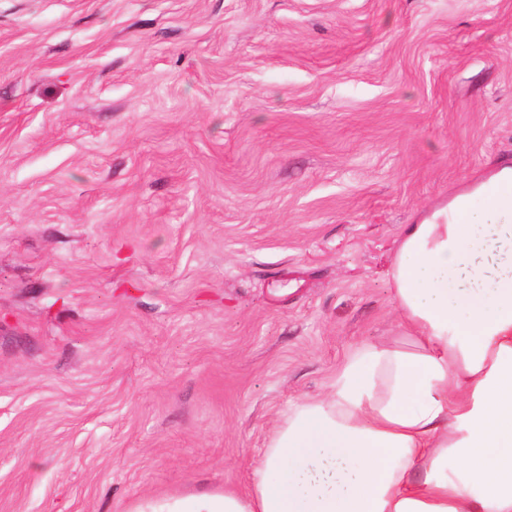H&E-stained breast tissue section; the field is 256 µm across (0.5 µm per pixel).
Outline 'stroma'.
Listing matches in <instances>:
<instances>
[{"instance_id": "obj_1", "label": "stroma", "mask_w": 512, "mask_h": 512, "mask_svg": "<svg viewBox=\"0 0 512 512\" xmlns=\"http://www.w3.org/2000/svg\"><path fill=\"white\" fill-rule=\"evenodd\" d=\"M511 163L512 0H0V512L246 492Z\"/></svg>"}]
</instances>
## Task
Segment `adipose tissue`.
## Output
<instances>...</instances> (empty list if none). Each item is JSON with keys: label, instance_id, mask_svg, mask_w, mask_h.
<instances>
[{"label": "adipose tissue", "instance_id": "obj_1", "mask_svg": "<svg viewBox=\"0 0 512 512\" xmlns=\"http://www.w3.org/2000/svg\"><path fill=\"white\" fill-rule=\"evenodd\" d=\"M389 275L403 344L295 403L247 492L128 512H512V166L407 225Z\"/></svg>", "mask_w": 512, "mask_h": 512}]
</instances>
